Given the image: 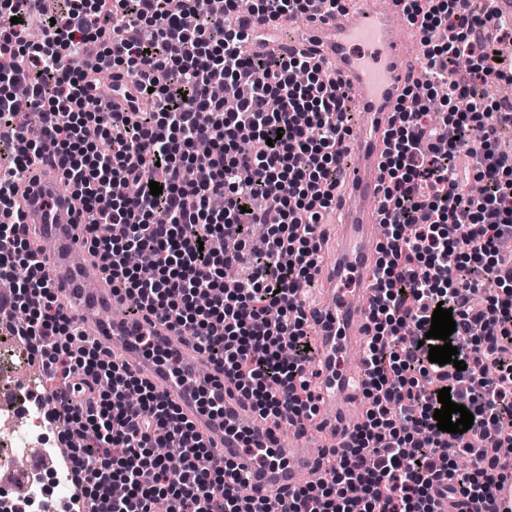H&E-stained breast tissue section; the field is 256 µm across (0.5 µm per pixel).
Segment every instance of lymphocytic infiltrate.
<instances>
[{"instance_id":"obj_1","label":"lymphocytic infiltrate","mask_w":512,"mask_h":512,"mask_svg":"<svg viewBox=\"0 0 512 512\" xmlns=\"http://www.w3.org/2000/svg\"><path fill=\"white\" fill-rule=\"evenodd\" d=\"M31 2L0 0V41L12 48L0 63V143L20 113L36 112L45 128L0 171V279L15 285L9 303L22 297L33 311L16 335L38 341L47 371L76 378L56 418L83 512H153L160 496L167 512H266L175 405L84 336L58 304L46 257L18 258L27 233L16 178L42 156L57 159L80 201L85 243L113 286L190 334L260 417L304 425L316 411L307 370L317 345L305 297L320 260L316 226L335 202L350 98L315 57L252 51L248 25L333 14L343 0H224L223 12L205 14L198 0L177 13L168 0H63L36 41L26 34ZM401 2L424 46L427 91L448 89L446 113L434 123L408 86L388 123L386 240L364 348L368 408L333 451L328 478L290 491L281 512H441L445 503L499 512L495 491L507 481L494 450L512 444V252L500 248L512 237V165L497 141L512 112L487 106L474 88L493 75L512 82L485 63L491 48L512 42V23L470 11L468 0ZM91 54L126 78L120 91L133 115L104 101L81 112L99 82L82 64ZM461 55L470 61L462 81L448 74ZM462 154L471 175L456 171ZM257 224L267 227L264 248L246 280L225 287V267L239 262ZM480 290L494 322L469 301ZM440 304L452 311L449 340L466 370L428 359L423 340ZM438 375L474 417L466 432L437 427ZM133 389L134 411L125 405ZM465 452L474 463L462 472L455 459Z\"/></svg>"}]
</instances>
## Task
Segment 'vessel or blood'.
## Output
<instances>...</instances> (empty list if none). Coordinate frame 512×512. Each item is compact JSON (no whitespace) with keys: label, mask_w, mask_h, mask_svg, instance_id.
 Here are the masks:
<instances>
[{"label":"vessel or blood","mask_w":512,"mask_h":512,"mask_svg":"<svg viewBox=\"0 0 512 512\" xmlns=\"http://www.w3.org/2000/svg\"><path fill=\"white\" fill-rule=\"evenodd\" d=\"M398 11L397 0H361L343 13L315 14L294 37L289 34L292 21L264 25L260 41L252 45L256 51L269 46L283 53L300 50L331 64L345 89L356 91L364 106L365 135L348 143L340 167L342 183L336 189V205L346 215L343 249L333 265L319 272L325 293L318 325L317 393L323 438L260 419L240 399L235 380L216 369L193 341L173 342L171 330L155 313L135 309L122 291L104 282L82 244L83 226L64 190L61 169L43 159L17 181L22 219L34 229L31 245L49 239L56 246L51 279L66 312L112 357L129 360L141 377L159 384L209 439L216 457L248 476L255 496L261 498H283L285 490L298 486L315 461L338 447L351 429L343 415L348 392L345 365L354 337L371 334L367 307L374 289L364 270L384 234L378 222L382 185L388 178L380 167L383 133L396 97L409 80L406 61L412 47L393 39L389 30V20ZM203 386L223 393V417H211L199 408L196 396ZM242 430L267 444L270 463L261 467L253 462L238 436Z\"/></svg>","instance_id":"b4317fda"}]
</instances>
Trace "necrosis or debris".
Masks as SVG:
<instances>
[{"label":"necrosis or debris","instance_id":"4bbe7bcc","mask_svg":"<svg viewBox=\"0 0 512 512\" xmlns=\"http://www.w3.org/2000/svg\"><path fill=\"white\" fill-rule=\"evenodd\" d=\"M38 344L20 343L7 325H0V512H73L68 494L70 464L37 466L16 453L17 445L54 453L58 431L42 406L51 397L57 409L67 406L65 387L51 386L45 374L19 378L18 370L36 360Z\"/></svg>","mask_w":512,"mask_h":512}]
</instances>
